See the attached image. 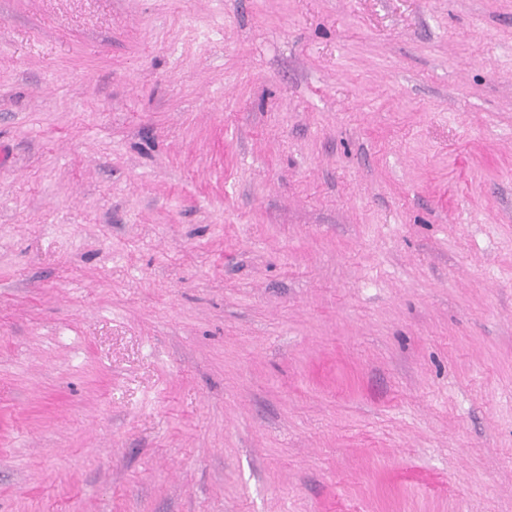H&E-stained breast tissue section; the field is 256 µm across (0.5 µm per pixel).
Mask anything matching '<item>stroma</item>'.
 I'll return each instance as SVG.
<instances>
[{
  "label": "stroma",
  "mask_w": 512,
  "mask_h": 512,
  "mask_svg": "<svg viewBox=\"0 0 512 512\" xmlns=\"http://www.w3.org/2000/svg\"><path fill=\"white\" fill-rule=\"evenodd\" d=\"M0 512H512V0H0Z\"/></svg>",
  "instance_id": "35a3bbf8"
}]
</instances>
